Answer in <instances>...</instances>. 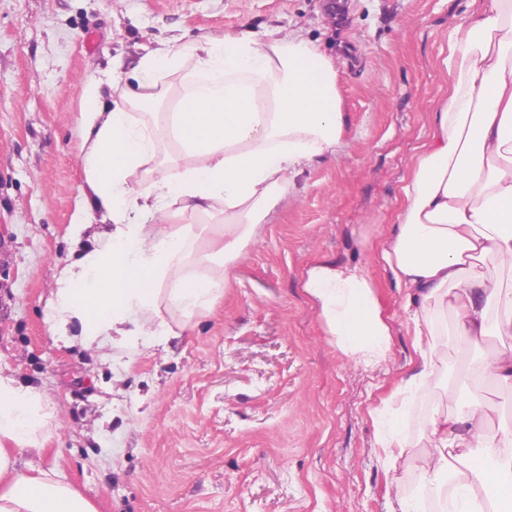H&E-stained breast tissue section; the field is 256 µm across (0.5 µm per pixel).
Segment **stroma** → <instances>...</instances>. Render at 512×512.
<instances>
[{
	"label": "stroma",
	"mask_w": 512,
	"mask_h": 512,
	"mask_svg": "<svg viewBox=\"0 0 512 512\" xmlns=\"http://www.w3.org/2000/svg\"><path fill=\"white\" fill-rule=\"evenodd\" d=\"M466 0H0V362L60 426L20 468L57 469L97 512H396L442 387L471 390L480 348L449 342L388 475L373 411L410 374L413 326L377 249L405 161L448 89L438 65ZM301 31L329 56L343 148L296 176L191 328L132 358L55 344L45 323L85 185L78 123L91 79L131 73L173 39ZM362 267L391 326L376 367L328 335L299 285L317 261Z\"/></svg>",
	"instance_id": "obj_1"
}]
</instances>
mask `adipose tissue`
I'll return each instance as SVG.
<instances>
[{
    "label": "adipose tissue",
    "instance_id": "1",
    "mask_svg": "<svg viewBox=\"0 0 512 512\" xmlns=\"http://www.w3.org/2000/svg\"><path fill=\"white\" fill-rule=\"evenodd\" d=\"M441 64L450 86L407 163L395 227L380 244L420 358L373 414L390 473L414 392L441 375L448 343L434 313L452 312L460 344L496 338L472 376L512 391V0H468ZM173 73L175 91L158 86V75ZM106 87L121 99L109 110ZM84 100L86 187L70 229L79 254L59 269L45 320L55 341L105 360L116 346L135 356L166 345L222 295L292 177L338 155L345 126L332 59L297 32L160 48L131 75L90 82ZM164 141L173 153L161 161ZM302 287L342 353L368 366L387 359L391 328L362 268L317 262ZM454 405L429 418L416 464L426 490L453 485V512H512V418L492 419L476 397ZM55 423L45 393L0 363V512H96L57 470L16 466Z\"/></svg>",
    "mask_w": 512,
    "mask_h": 512
}]
</instances>
